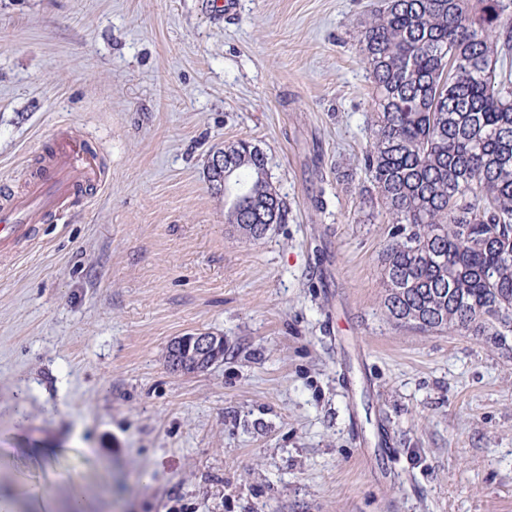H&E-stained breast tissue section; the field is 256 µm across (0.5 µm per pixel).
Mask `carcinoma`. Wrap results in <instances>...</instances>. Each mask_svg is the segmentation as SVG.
<instances>
[{
	"label": "carcinoma",
	"instance_id": "carcinoma-1",
	"mask_svg": "<svg viewBox=\"0 0 512 512\" xmlns=\"http://www.w3.org/2000/svg\"><path fill=\"white\" fill-rule=\"evenodd\" d=\"M359 43L373 85L364 175L394 224L382 307L512 354V0H384ZM225 223L258 241L286 220L264 152L224 148Z\"/></svg>",
	"mask_w": 512,
	"mask_h": 512
}]
</instances>
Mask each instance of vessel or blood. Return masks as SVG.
<instances>
[{"label": "vessel or blood", "instance_id": "obj_1", "mask_svg": "<svg viewBox=\"0 0 512 512\" xmlns=\"http://www.w3.org/2000/svg\"><path fill=\"white\" fill-rule=\"evenodd\" d=\"M100 179L94 149L59 129L23 194L0 197V251H16L35 239L40 220L63 211L81 187Z\"/></svg>", "mask_w": 512, "mask_h": 512}]
</instances>
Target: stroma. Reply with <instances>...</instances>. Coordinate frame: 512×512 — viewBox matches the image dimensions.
<instances>
[{
	"instance_id": "obj_1",
	"label": "stroma",
	"mask_w": 512,
	"mask_h": 512,
	"mask_svg": "<svg viewBox=\"0 0 512 512\" xmlns=\"http://www.w3.org/2000/svg\"><path fill=\"white\" fill-rule=\"evenodd\" d=\"M231 2L0 0V190L62 126L107 171L0 258V496L65 512L76 479L91 512H512V357L380 305L358 42L379 0ZM241 139L288 207L257 242L208 178ZM198 332L223 359L172 369Z\"/></svg>"
}]
</instances>
